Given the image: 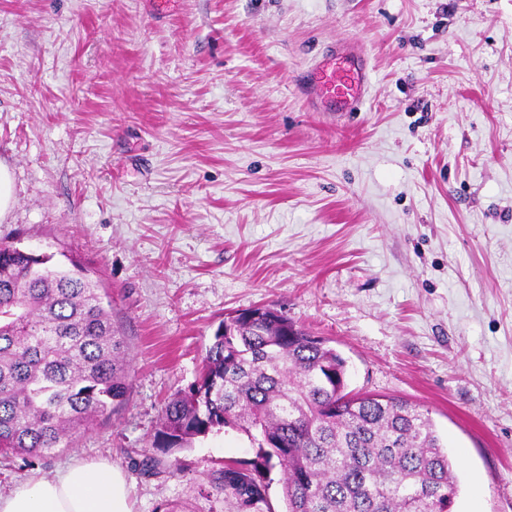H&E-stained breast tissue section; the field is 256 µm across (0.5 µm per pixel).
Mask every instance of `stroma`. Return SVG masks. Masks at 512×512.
I'll return each mask as SVG.
<instances>
[{"label":"stroma","instance_id":"1","mask_svg":"<svg viewBox=\"0 0 512 512\" xmlns=\"http://www.w3.org/2000/svg\"><path fill=\"white\" fill-rule=\"evenodd\" d=\"M345 44L367 100L313 110ZM0 163V242L90 270L132 380L70 447L0 457L1 489L78 457L133 512H224L208 476L247 437L156 435L224 318L266 306L348 391L428 411L453 512H512V0H0ZM14 201V182L9 168L0 164V218L12 207Z\"/></svg>","mask_w":512,"mask_h":512}]
</instances>
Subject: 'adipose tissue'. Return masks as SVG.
<instances>
[{
  "mask_svg": "<svg viewBox=\"0 0 512 512\" xmlns=\"http://www.w3.org/2000/svg\"><path fill=\"white\" fill-rule=\"evenodd\" d=\"M0 512H132L124 474L106 461L76 460L52 476L0 490Z\"/></svg>",
  "mask_w": 512,
  "mask_h": 512,
  "instance_id": "ef3b65f1",
  "label": "adipose tissue"
}]
</instances>
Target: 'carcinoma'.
I'll use <instances>...</instances> for the list:
<instances>
[{"label": "carcinoma", "instance_id": "carcinoma-1", "mask_svg": "<svg viewBox=\"0 0 512 512\" xmlns=\"http://www.w3.org/2000/svg\"><path fill=\"white\" fill-rule=\"evenodd\" d=\"M0 243V454L69 447L129 400L125 341L81 262ZM200 380L162 411L158 447L231 428L267 449L210 474L224 512H271L272 459L288 512H452L448 451L428 413L395 397L347 401L346 360L285 316L219 325Z\"/></svg>", "mask_w": 512, "mask_h": 512}]
</instances>
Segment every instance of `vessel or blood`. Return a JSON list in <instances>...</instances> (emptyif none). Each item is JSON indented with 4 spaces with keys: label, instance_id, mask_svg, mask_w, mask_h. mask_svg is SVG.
<instances>
[{
    "label": "vessel or blood",
    "instance_id": "1",
    "mask_svg": "<svg viewBox=\"0 0 512 512\" xmlns=\"http://www.w3.org/2000/svg\"><path fill=\"white\" fill-rule=\"evenodd\" d=\"M368 91L367 69L348 51L341 58L330 57L316 64L310 73L307 96L311 101L328 104L340 112H357Z\"/></svg>",
    "mask_w": 512,
    "mask_h": 512
}]
</instances>
